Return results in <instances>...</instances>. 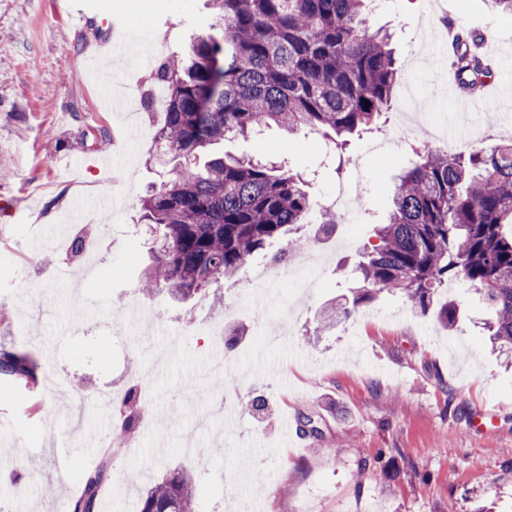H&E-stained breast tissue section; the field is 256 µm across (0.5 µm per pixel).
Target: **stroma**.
Wrapping results in <instances>:
<instances>
[{"instance_id":"35a3bbf8","label":"stroma","mask_w":512,"mask_h":512,"mask_svg":"<svg viewBox=\"0 0 512 512\" xmlns=\"http://www.w3.org/2000/svg\"><path fill=\"white\" fill-rule=\"evenodd\" d=\"M55 0H0V347L31 353L42 380L30 388L7 384L0 397V499L10 512H71L86 468L110 457L112 480L100 512H137L140 494L171 468L190 469L197 512H512V357L491 352L482 330L490 316L474 286L457 281L440 289L436 303L454 301L461 321L445 329L401 295L381 293L336 325L322 322L324 307L344 303L376 225L386 223L396 177L415 162L407 141L386 153L370 148L387 123L351 137L348 166L319 135H287L265 127L214 146V155L267 156L300 172L315 210L347 187L359 219L354 241L342 229L300 228L301 257L319 259L317 284L305 290L271 279L262 300L268 317L289 308L288 335L264 344L265 328L251 312L246 288L273 259L256 255L233 286L173 303L166 291L141 297L137 285L152 261L159 233L139 223L148 185L172 168L151 146L164 120L139 112L144 137H128L125 113L99 110L104 84L89 81L87 55L96 66L111 47L93 27L76 26ZM84 9L122 21L130 51L152 59L184 54L207 25V0H85ZM491 32L500 63L493 84L512 86V16L487 0H373L370 29L392 36L400 86L414 85L426 118L460 112L500 123L512 115L511 98H445L441 65L409 70L427 36L443 39L449 24ZM111 135L110 154L121 166H97L91 139ZM125 208L109 216L108 196ZM95 243V280L81 295L57 277L63 264L84 267L58 246L56 229ZM140 303L152 314L144 332L117 330L114 311ZM232 308L237 320L224 331V369L209 362L215 350L200 343L198 327ZM183 336L170 347V333ZM239 394L234 422L213 403L214 377ZM135 389L147 421L122 447L111 445L123 413L85 410L101 446L87 449L69 425L80 393ZM480 409L496 413L487 430L471 429ZM313 420L317 433L304 431ZM294 438H285L284 422ZM209 463L199 467L197 449ZM235 473L227 482L225 473Z\"/></svg>"}]
</instances>
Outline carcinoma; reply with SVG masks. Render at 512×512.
Instances as JSON below:
<instances>
[{
    "instance_id": "carcinoma-1",
    "label": "carcinoma",
    "mask_w": 512,
    "mask_h": 512,
    "mask_svg": "<svg viewBox=\"0 0 512 512\" xmlns=\"http://www.w3.org/2000/svg\"><path fill=\"white\" fill-rule=\"evenodd\" d=\"M368 0H213L208 32L197 37L187 63L165 58L149 84L165 89V120L156 142L177 164L141 199V220L163 227L153 265L139 281L145 297L165 288L176 298L204 293L229 280L275 242L303 248L288 235L312 219L307 185L283 166L235 157L200 156L225 137L275 124L309 129L338 153L389 107L397 78L390 36L364 26ZM456 69L464 93L492 77L475 51L477 35L455 27ZM371 106H365V102ZM419 161L399 175L389 221L359 263L360 286L349 304L324 310L335 324L380 292H398L422 313L440 285L462 280L476 287L492 312L491 343L512 353V142L489 150L433 152L422 137ZM436 319L453 329L458 306L437 307ZM40 365L25 353L0 349V380L36 387ZM112 435L120 447L137 428L141 405ZM112 479L103 461L84 471L72 512H98V492ZM192 476L172 468L141 496L139 512H194Z\"/></svg>"
}]
</instances>
